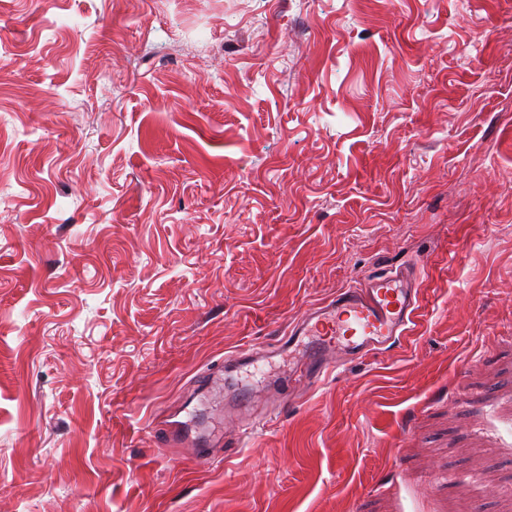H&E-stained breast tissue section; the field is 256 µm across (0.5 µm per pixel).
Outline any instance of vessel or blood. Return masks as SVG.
<instances>
[{
    "label": "vessel or blood",
    "mask_w": 512,
    "mask_h": 512,
    "mask_svg": "<svg viewBox=\"0 0 512 512\" xmlns=\"http://www.w3.org/2000/svg\"><path fill=\"white\" fill-rule=\"evenodd\" d=\"M421 278L417 269L407 266L391 267L384 273L366 280L354 288H343L332 298L305 310L279 345L290 348L300 337L315 336L316 346L296 357L287 379L272 382L270 396H281L290 387L319 383L332 369L379 354L401 344L413 335L417 326ZM234 415L239 438H246L265 426V419L250 418L247 407L235 406L230 411L215 409V421ZM164 448L188 449L198 462L209 459V451L177 431L158 439Z\"/></svg>",
    "instance_id": "b4317fda"
}]
</instances>
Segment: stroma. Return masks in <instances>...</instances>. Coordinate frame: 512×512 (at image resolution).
I'll return each instance as SVG.
<instances>
[{
	"label": "stroma",
	"instance_id": "1",
	"mask_svg": "<svg viewBox=\"0 0 512 512\" xmlns=\"http://www.w3.org/2000/svg\"><path fill=\"white\" fill-rule=\"evenodd\" d=\"M404 262L417 338L225 458L276 338ZM460 502L512 512V0H0V512ZM151 437L158 439L162 448H188L190 458L196 462H206L209 460V448H203L202 445L180 435L176 430L168 432L165 436H160L158 431H152Z\"/></svg>",
	"mask_w": 512,
	"mask_h": 512
}]
</instances>
